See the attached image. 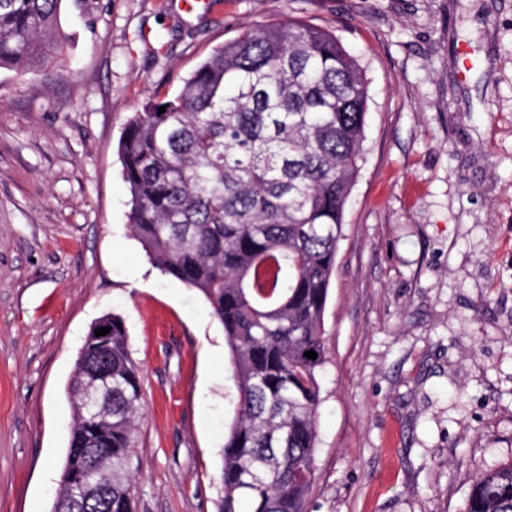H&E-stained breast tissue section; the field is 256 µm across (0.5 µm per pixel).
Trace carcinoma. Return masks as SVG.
Here are the masks:
<instances>
[{
    "label": "carcinoma",
    "mask_w": 512,
    "mask_h": 512,
    "mask_svg": "<svg viewBox=\"0 0 512 512\" xmlns=\"http://www.w3.org/2000/svg\"><path fill=\"white\" fill-rule=\"evenodd\" d=\"M62 0H0V68L57 64ZM369 88L335 33L301 20L254 24L170 98L150 96L119 142L129 227L161 272L197 291L224 328L236 388L216 512H307L316 480L324 314L363 160ZM166 107L159 113L160 107ZM110 328L106 355L95 330ZM70 380L61 474L94 472L112 512H134L129 463L143 415L124 319L99 318ZM313 350L312 360L304 353ZM112 384L91 415L86 390ZM62 512H106L96 500ZM463 512H512V465L472 480Z\"/></svg>",
    "instance_id": "cac0c4a2"
}]
</instances>
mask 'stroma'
<instances>
[{
  "label": "stroma",
  "mask_w": 512,
  "mask_h": 512,
  "mask_svg": "<svg viewBox=\"0 0 512 512\" xmlns=\"http://www.w3.org/2000/svg\"><path fill=\"white\" fill-rule=\"evenodd\" d=\"M290 18L337 34L370 94L307 510L462 512L512 463V0H62V66L0 68V512H50L74 363L108 313L144 392L135 512H215L224 329L132 237L119 140L148 94Z\"/></svg>",
  "instance_id": "stroma-1"
}]
</instances>
